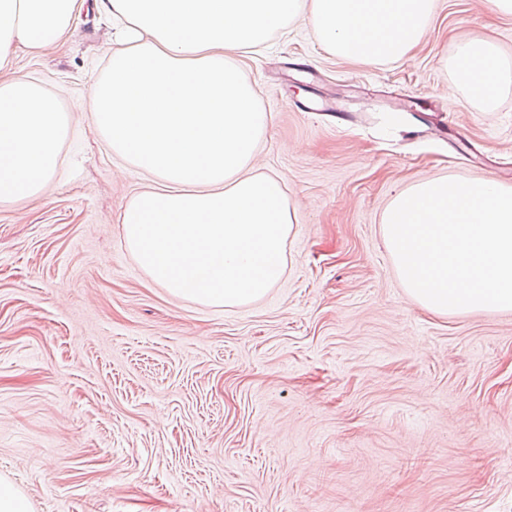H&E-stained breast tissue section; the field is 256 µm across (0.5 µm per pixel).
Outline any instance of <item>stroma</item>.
Wrapping results in <instances>:
<instances>
[{"label": "stroma", "instance_id": "1", "mask_svg": "<svg viewBox=\"0 0 512 512\" xmlns=\"http://www.w3.org/2000/svg\"><path fill=\"white\" fill-rule=\"evenodd\" d=\"M311 7L235 58L269 116L258 170L297 207L281 279L242 306L173 295L125 242L158 182L85 110L111 20L16 53L72 118L42 192L0 201V475L33 512H512V310L420 307L385 244L423 180L512 186V82L486 106L452 66L480 39L512 66V13L436 0L369 64L328 51ZM314 97L344 109L293 106Z\"/></svg>", "mask_w": 512, "mask_h": 512}]
</instances>
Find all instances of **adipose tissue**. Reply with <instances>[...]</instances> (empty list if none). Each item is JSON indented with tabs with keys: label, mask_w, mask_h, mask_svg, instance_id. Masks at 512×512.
<instances>
[{
	"label": "adipose tissue",
	"mask_w": 512,
	"mask_h": 512,
	"mask_svg": "<svg viewBox=\"0 0 512 512\" xmlns=\"http://www.w3.org/2000/svg\"><path fill=\"white\" fill-rule=\"evenodd\" d=\"M84 0H0V69L20 48L55 50ZM124 21L121 46L92 85L96 130L113 153L154 175L121 214L140 266L173 294L233 306L283 273L296 209L276 176L253 174L266 115L233 60L263 44L301 0H98ZM433 0H313L311 22L332 53L398 60L422 37ZM460 84L491 102L512 77L484 41L461 43ZM68 115L37 81L0 82V201L37 195L57 169Z\"/></svg>",
	"instance_id": "adipose-tissue-1"
}]
</instances>
